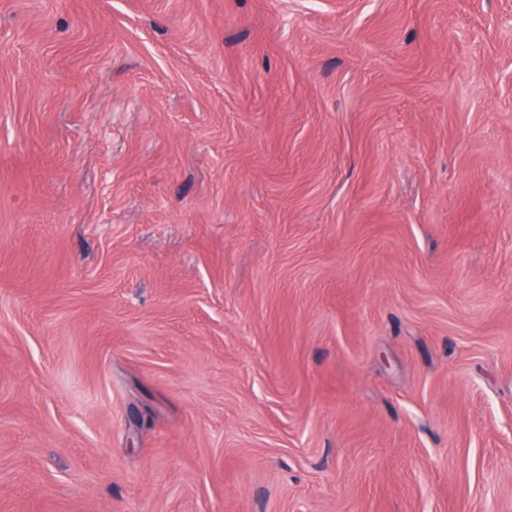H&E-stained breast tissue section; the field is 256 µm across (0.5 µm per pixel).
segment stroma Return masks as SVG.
I'll list each match as a JSON object with an SVG mask.
<instances>
[{
	"label": "stroma",
	"instance_id": "1",
	"mask_svg": "<svg viewBox=\"0 0 512 512\" xmlns=\"http://www.w3.org/2000/svg\"><path fill=\"white\" fill-rule=\"evenodd\" d=\"M0 512H512V0H0Z\"/></svg>",
	"mask_w": 512,
	"mask_h": 512
}]
</instances>
